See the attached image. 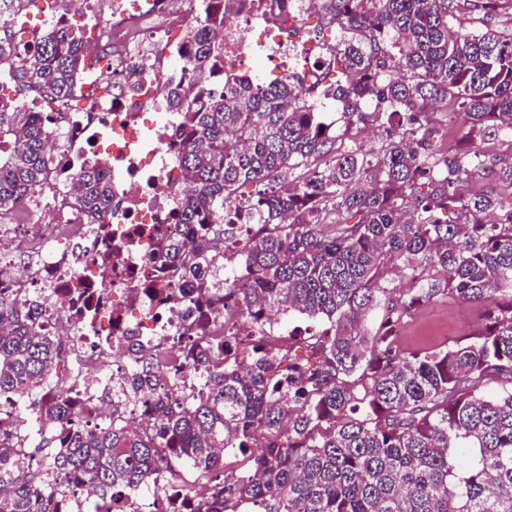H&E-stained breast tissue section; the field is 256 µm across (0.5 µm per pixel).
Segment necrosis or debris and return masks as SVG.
Instances as JSON below:
<instances>
[{
  "mask_svg": "<svg viewBox=\"0 0 512 512\" xmlns=\"http://www.w3.org/2000/svg\"><path fill=\"white\" fill-rule=\"evenodd\" d=\"M93 16L87 0H0V30L17 51L34 46L49 24L81 22L92 30L86 42L82 93L66 105L63 123L50 124L51 170L36 200H22L0 211V293L26 286L49 289L43 324L69 344L56 375L70 384L79 371L104 374V394L124 377L127 335L149 338L167 359L162 373H190L176 337L186 322L184 308H160L139 288V272L156 253L154 224L168 232L183 198L189 195L176 137L179 118L167 112L166 90L178 78L167 60L187 56L193 0H104ZM224 69L197 75L195 85L219 90L241 77L246 65L282 68L297 51L294 32L319 10L318 0H224ZM112 169V244L103 246L96 220L76 201L77 175L101 159ZM93 284L101 304L95 310L97 334L113 333L100 350L78 339L69 291Z\"/></svg>",
  "mask_w": 512,
  "mask_h": 512,
  "instance_id": "necrosis-or-debris-1",
  "label": "necrosis or debris"
}]
</instances>
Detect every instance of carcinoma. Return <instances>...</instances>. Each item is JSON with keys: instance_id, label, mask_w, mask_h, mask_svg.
<instances>
[{"instance_id": "1", "label": "carcinoma", "mask_w": 512, "mask_h": 512, "mask_svg": "<svg viewBox=\"0 0 512 512\" xmlns=\"http://www.w3.org/2000/svg\"><path fill=\"white\" fill-rule=\"evenodd\" d=\"M205 7L190 25L192 69L224 68ZM512 0H320L336 33L333 58L309 85L295 73L246 80L205 95L191 82L166 93L180 113L181 168L193 194L160 237L140 280L159 305L193 302L186 357L205 376L191 401L159 398V428L132 434L74 421L57 389L65 343L43 329L40 301L0 294V395L18 413L25 448L0 446V512H54L56 499L112 501L151 490L165 512H512V388L482 394L486 376L512 379V159L487 155L477 136L512 139V27L496 24ZM80 29L43 30L0 81V209L40 193L50 166L46 122L62 116L17 104L26 94L63 106L79 89ZM341 111L331 133L324 101ZM469 118L454 149L431 120ZM378 145L351 144L360 126ZM435 151L414 154L416 138ZM476 175L491 183L464 193ZM79 207L112 211L105 161L78 177ZM496 209L500 219L481 215ZM249 226L231 241L225 212ZM418 265L445 275L466 303H486L478 341L401 353L390 326L439 292L393 298L392 277ZM234 297L241 321L210 332L203 310ZM386 306L380 322L367 313ZM321 317L327 327L282 343L262 333L270 312ZM122 397L157 389L153 345L128 337ZM309 352L302 357L297 349ZM294 414L283 425L285 402ZM57 452L32 468L29 449ZM196 470L188 483L173 462Z\"/></svg>"}]
</instances>
